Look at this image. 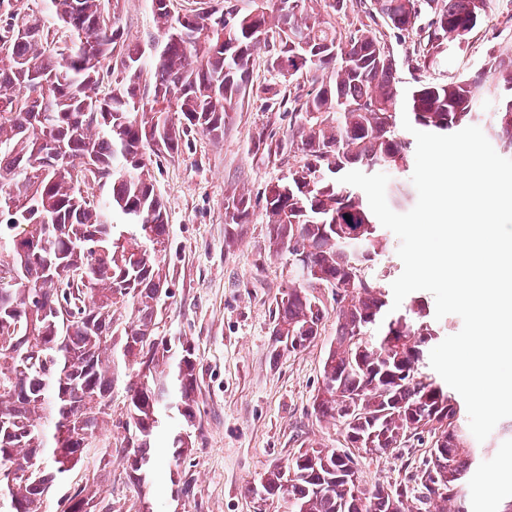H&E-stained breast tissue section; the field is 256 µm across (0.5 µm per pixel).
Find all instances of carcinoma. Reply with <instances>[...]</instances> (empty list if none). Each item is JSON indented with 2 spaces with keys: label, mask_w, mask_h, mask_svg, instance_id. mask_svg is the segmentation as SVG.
I'll return each instance as SVG.
<instances>
[{
  "label": "carcinoma",
  "mask_w": 512,
  "mask_h": 512,
  "mask_svg": "<svg viewBox=\"0 0 512 512\" xmlns=\"http://www.w3.org/2000/svg\"><path fill=\"white\" fill-rule=\"evenodd\" d=\"M307 2L246 10L205 0L180 14L173 0H150L159 35L142 43L119 24V0H42L37 11L0 0V512H45L54 495L57 512H112V501L68 477L112 419L116 364L137 482L149 477L161 431L173 460L193 447L194 352L156 335L170 295L161 265L169 230L153 165L180 156L196 131L224 136L230 113L252 97L290 115L288 138L270 133L267 154L295 146L306 157L261 198L270 249L301 248L272 335L294 352L336 315L313 411L338 422L345 441L298 453L287 461L292 476L274 469L261 486L288 499V512H448L466 497L485 449L470 446L458 401L426 371L440 332L420 306L391 310L369 266L384 247L379 221L362 190L339 178L408 166L403 108L415 127L442 135L492 111L488 131L512 154V54L464 79L425 78L488 18L492 0H376L399 36L415 30L422 6L431 9L406 90L383 38L361 28L344 40ZM262 51L272 78L256 85L250 72ZM297 75L308 78L304 93ZM485 86L493 99L481 96ZM252 210L251 198L234 196L226 223L244 224ZM318 288L332 290V308ZM119 305L131 311L123 325ZM415 440L430 441L423 466L399 484L361 489L354 450Z\"/></svg>",
  "instance_id": "carcinoma-1"
}]
</instances>
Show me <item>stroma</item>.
Here are the masks:
<instances>
[{
    "label": "stroma",
    "mask_w": 512,
    "mask_h": 512,
    "mask_svg": "<svg viewBox=\"0 0 512 512\" xmlns=\"http://www.w3.org/2000/svg\"><path fill=\"white\" fill-rule=\"evenodd\" d=\"M118 15L131 38L156 36L148 0H120ZM511 48L512 0H493L487 22L451 49L431 75L469 76L490 54ZM272 132L287 134V115L266 111L253 98L232 113L222 138L194 133L179 159L163 160L154 169L168 215L164 264L172 293L158 316L157 333L179 337L194 350L195 444L177 462L166 449H155L156 475L137 485L125 451L124 386L116 384L112 421L101 437L111 460L102 461L98 448L85 449L69 475L71 484L111 498L112 512H140L147 501L159 512H283L280 500L261 505L251 495L261 476L299 449L344 445L340 425L312 409L336 335L335 315L326 316L319 336L304 349L276 352L272 328L276 301L288 282V257L271 251L262 209L245 224L225 221L229 197L259 198L270 181L303 165L301 152L270 159L259 150V141ZM492 435L478 475L512 488V420H501ZM426 455L419 445L388 455L359 454V482L371 488L403 481ZM176 474L193 478V495L178 493Z\"/></svg>",
    "instance_id": "stroma-1"
}]
</instances>
